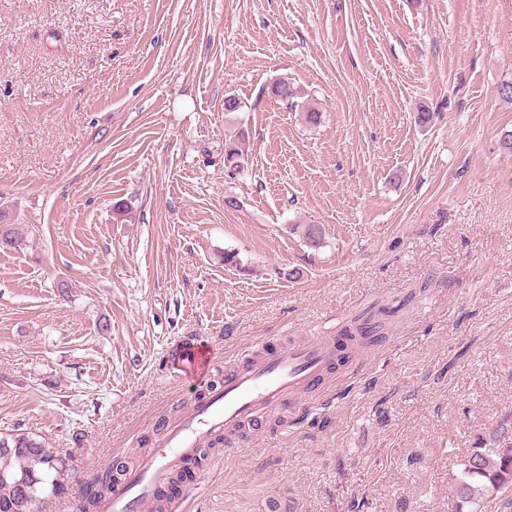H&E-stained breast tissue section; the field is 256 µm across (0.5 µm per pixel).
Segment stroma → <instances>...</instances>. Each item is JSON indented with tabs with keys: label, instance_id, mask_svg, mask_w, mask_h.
I'll return each mask as SVG.
<instances>
[{
	"label": "stroma",
	"instance_id": "35a3bbf8",
	"mask_svg": "<svg viewBox=\"0 0 512 512\" xmlns=\"http://www.w3.org/2000/svg\"><path fill=\"white\" fill-rule=\"evenodd\" d=\"M510 80L512 0H0V224L30 228L0 249V435L68 459L43 512L200 397L175 349L220 370L370 315L326 402L210 452L180 512H453L512 412ZM272 93L280 101L289 105L291 109L297 108L300 112H304L307 123L315 125L319 122V112L306 103H299L296 100L298 98L297 91L288 80L283 79L276 82L272 87ZM245 134L242 128L234 137L225 138L224 142V168L228 175H234L244 170L248 162V153L245 152ZM381 327V323L372 322L368 319L363 321L355 320L350 325L343 327L340 331V335L364 336V339L361 342V344L362 346H366L372 342L370 336L374 337L379 335Z\"/></svg>",
	"mask_w": 512,
	"mask_h": 512
}]
</instances>
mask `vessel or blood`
Returning a JSON list of instances; mask_svg holds the SVG:
<instances>
[{
	"label": "vessel or blood",
	"mask_w": 512,
	"mask_h": 512,
	"mask_svg": "<svg viewBox=\"0 0 512 512\" xmlns=\"http://www.w3.org/2000/svg\"><path fill=\"white\" fill-rule=\"evenodd\" d=\"M358 356V346H344L337 336L293 342L271 353H243L225 364L210 397L192 403L138 468L114 486L101 512H139L153 504L170 475L201 457L211 439L223 436L230 449L245 446L287 408L290 397L308 396L329 373Z\"/></svg>",
	"instance_id": "1"
}]
</instances>
